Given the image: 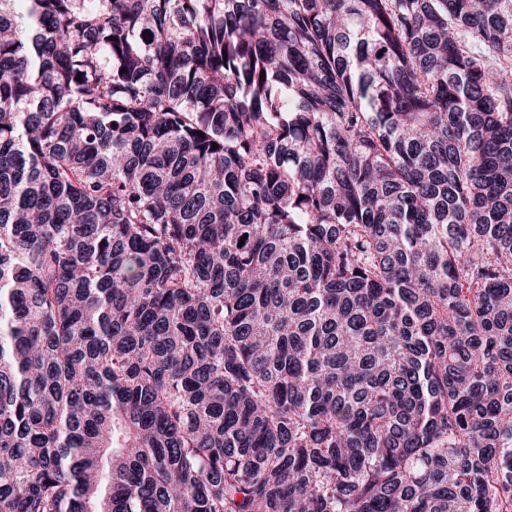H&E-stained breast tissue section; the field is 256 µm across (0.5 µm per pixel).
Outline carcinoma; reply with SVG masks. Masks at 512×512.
I'll list each match as a JSON object with an SVG mask.
<instances>
[{
  "label": "carcinoma",
  "mask_w": 512,
  "mask_h": 512,
  "mask_svg": "<svg viewBox=\"0 0 512 512\" xmlns=\"http://www.w3.org/2000/svg\"><path fill=\"white\" fill-rule=\"evenodd\" d=\"M0 512H512V0H0Z\"/></svg>",
  "instance_id": "obj_1"
}]
</instances>
